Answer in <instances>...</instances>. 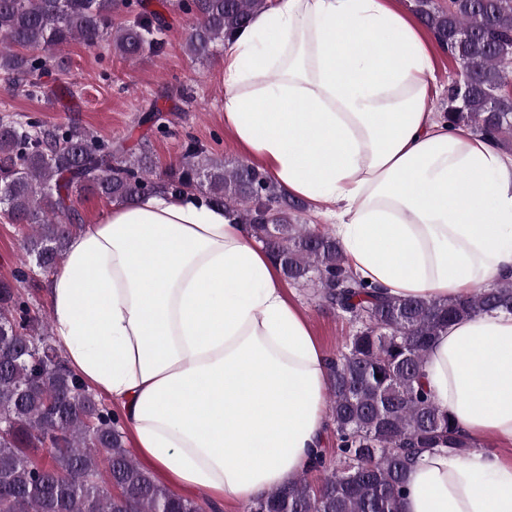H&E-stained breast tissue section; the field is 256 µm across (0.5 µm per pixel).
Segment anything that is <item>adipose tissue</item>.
Listing matches in <instances>:
<instances>
[{"label": "adipose tissue", "instance_id": "1", "mask_svg": "<svg viewBox=\"0 0 512 512\" xmlns=\"http://www.w3.org/2000/svg\"><path fill=\"white\" fill-rule=\"evenodd\" d=\"M431 48L398 0H267L222 49L225 128L393 297L512 279V154L429 110ZM49 296L70 366L172 485L252 501L321 448L328 359L249 226L199 193L110 206ZM424 381L470 441L512 445V314L450 323ZM400 512H512V465L424 451Z\"/></svg>", "mask_w": 512, "mask_h": 512}]
</instances>
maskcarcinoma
I'll list each match as a JSON object with an SVG mask.
<instances>
[{
    "mask_svg": "<svg viewBox=\"0 0 512 512\" xmlns=\"http://www.w3.org/2000/svg\"><path fill=\"white\" fill-rule=\"evenodd\" d=\"M266 0H180L195 24L185 42L196 60L213 56ZM165 0H0V78L30 98L58 66L54 52L73 40L107 41L134 60L160 54ZM410 11L440 49L458 61L442 118L499 147L512 144V0H411ZM134 19L116 23L120 13ZM194 190L222 206L271 254L285 279L313 286L319 302L356 325L329 362L332 459L254 500L248 512H399L417 454L471 442L423 383L426 352L448 323L512 313V280L465 297H385L346 264L340 242L300 223L306 203L281 191L249 162L228 165L190 140L182 160L159 169L145 145L99 139L76 123L0 116V213L28 224L22 262L0 280V512H203L161 485L125 447L118 420L67 366L49 322L21 291L34 270L53 272L81 221L76 201L93 193L131 204L152 193ZM123 497L99 481L106 466Z\"/></svg>",
    "mask_w": 512,
    "mask_h": 512,
    "instance_id": "cac0c4a2",
    "label": "carcinoma"
}]
</instances>
